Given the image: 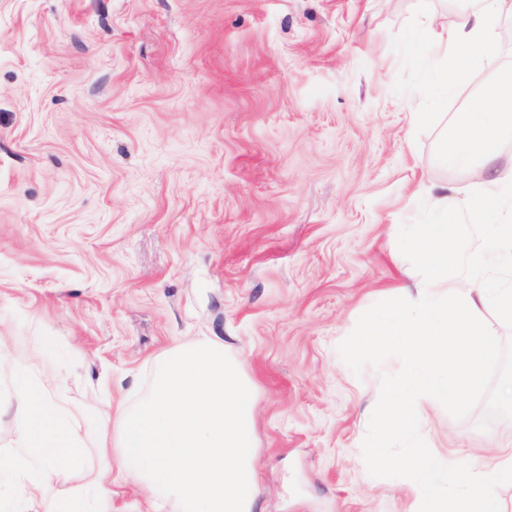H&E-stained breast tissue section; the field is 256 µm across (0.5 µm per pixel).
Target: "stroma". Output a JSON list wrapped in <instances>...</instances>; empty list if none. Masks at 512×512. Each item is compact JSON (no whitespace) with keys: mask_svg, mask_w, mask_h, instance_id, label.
<instances>
[{"mask_svg":"<svg viewBox=\"0 0 512 512\" xmlns=\"http://www.w3.org/2000/svg\"><path fill=\"white\" fill-rule=\"evenodd\" d=\"M417 0H0V448L13 375L52 378L82 414L86 468L162 355L202 338L255 400V512H415L361 445L390 358L355 375L359 316L425 282L398 248L424 185L466 203L474 175L395 94L393 39ZM427 409L439 459L512 449V420Z\"/></svg>","mask_w":512,"mask_h":512,"instance_id":"obj_1","label":"stroma"}]
</instances>
